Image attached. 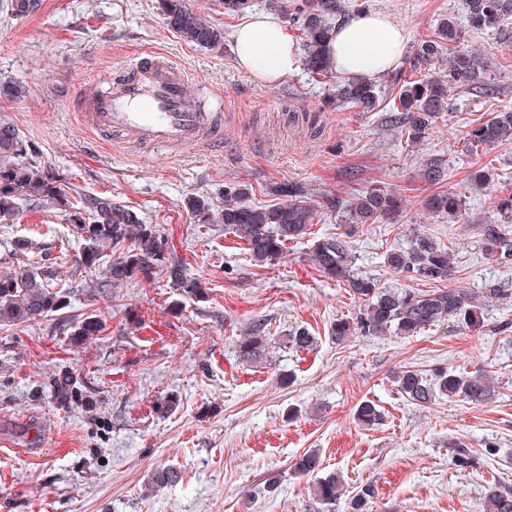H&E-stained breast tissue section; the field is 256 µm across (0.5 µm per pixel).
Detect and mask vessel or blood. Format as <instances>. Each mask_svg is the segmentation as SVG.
I'll list each match as a JSON object with an SVG mask.
<instances>
[{"instance_id":"vessel-or-blood-1","label":"vessel or blood","mask_w":512,"mask_h":512,"mask_svg":"<svg viewBox=\"0 0 512 512\" xmlns=\"http://www.w3.org/2000/svg\"><path fill=\"white\" fill-rule=\"evenodd\" d=\"M84 117L92 128L156 145H190L214 127L186 84L157 53H142L131 77L112 92L84 93Z\"/></svg>"}]
</instances>
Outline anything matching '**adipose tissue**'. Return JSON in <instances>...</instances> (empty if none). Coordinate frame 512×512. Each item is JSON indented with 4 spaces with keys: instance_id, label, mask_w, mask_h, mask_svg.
<instances>
[{
    "instance_id": "ef3b65f1",
    "label": "adipose tissue",
    "mask_w": 512,
    "mask_h": 512,
    "mask_svg": "<svg viewBox=\"0 0 512 512\" xmlns=\"http://www.w3.org/2000/svg\"><path fill=\"white\" fill-rule=\"evenodd\" d=\"M405 33L390 17L368 12L351 17L329 35L325 63L330 70L356 81L381 76L400 58ZM237 61L250 76L275 83L293 73L299 55L285 25L276 17L256 12L234 33Z\"/></svg>"
}]
</instances>
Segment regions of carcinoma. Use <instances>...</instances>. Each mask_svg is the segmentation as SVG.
Returning <instances> with one entry per match:
<instances>
[{
  "label": "carcinoma",
  "mask_w": 512,
  "mask_h": 512,
  "mask_svg": "<svg viewBox=\"0 0 512 512\" xmlns=\"http://www.w3.org/2000/svg\"><path fill=\"white\" fill-rule=\"evenodd\" d=\"M43 0H4L3 7L14 18L36 14ZM270 6L288 20L298 23L301 31L306 65L316 75L329 72L324 64V48L331 32L328 17L343 8L339 0H271ZM165 22L181 39L195 46L217 49L223 46L224 32L194 12L188 0H161ZM468 23L475 30L499 31L512 24V0H469ZM462 31L450 19L444 20L437 37L417 44L410 59V69L422 74L409 79L398 92L393 109L404 114V129L412 144H419L429 134L440 115L448 111L450 85L475 88L487 84L488 61L480 52L461 47ZM445 63L448 81L426 75V69ZM374 81L344 82L336 85V105L341 108L374 110L377 102ZM512 140V112L492 113L487 120L474 121L465 134L467 146L491 147ZM445 169L435 163L423 166L419 178L431 185L441 183ZM243 192H229L224 207L212 209L202 200L192 202V210L200 224H222L246 244L249 255L258 263L283 257L286 244L309 234L315 211L304 200H291L272 207L251 206L241 200ZM58 207L69 213L77 235L85 241L76 258V269L91 277L87 295L93 297L108 288H122L130 282H150L164 273L169 288L183 297L206 296L200 278L192 276L181 261L172 257L168 239L152 224H146L137 213L110 198L86 197L74 203L60 180L45 174L42 166L26 157V147L14 124L0 121V221L17 215L20 202ZM405 199L401 194L380 187H370L355 195L346 210L349 225L378 224L403 212ZM461 200L451 193L434 197L433 208L454 216L461 212ZM496 211L506 224L512 223V192L499 196ZM350 233H337L313 242L310 260L323 277L342 284L362 306L353 317H340L331 326L330 337L338 345L353 335L381 338L414 336L424 329L454 320L468 328L483 324V306L493 300H504L508 290L493 283L478 296L465 288H438L416 292L408 288L391 289L377 279L355 269ZM486 255L512 257V238L498 224H486L481 238ZM9 252L17 263L0 272V326L15 323L41 324L71 305V291L57 285L56 272L34 260L28 244L15 241ZM384 263L395 274H404L419 281L444 283L455 273L448 247L429 235L412 230L405 246L386 251ZM58 329L70 331L78 344L98 335L102 322L86 316L71 325L64 316ZM316 337L305 327L288 333L286 343L294 351L312 349ZM272 348L265 325L256 324L239 337L237 358L242 363H255L267 358ZM396 383L405 399L417 406L436 400V396L459 397L481 403L494 396L495 390L484 376L466 372L442 371L430 380L419 370L407 369L396 376ZM50 399L59 410L92 411L95 393L82 385L72 373L61 371L49 383ZM357 419L366 425L380 420V411L370 401L361 402ZM319 466L318 456L306 453L295 462L294 470L307 474ZM180 472L172 468L154 470L148 486L164 489L179 483ZM341 479L330 475L314 485L316 504L332 512L341 496ZM484 512H512V489L493 484L483 494Z\"/></svg>",
  "instance_id": "obj_1"
}]
</instances>
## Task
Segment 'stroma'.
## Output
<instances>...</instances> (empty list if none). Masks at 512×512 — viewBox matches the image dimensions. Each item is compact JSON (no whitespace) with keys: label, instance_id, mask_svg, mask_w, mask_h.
Masks as SVG:
<instances>
[{"label":"stroma","instance_id":"stroma-1","mask_svg":"<svg viewBox=\"0 0 512 512\" xmlns=\"http://www.w3.org/2000/svg\"><path fill=\"white\" fill-rule=\"evenodd\" d=\"M361 3L400 23L410 51L442 19L454 21L464 47L488 58L491 95L451 87L449 111L412 147L391 121L401 86L395 74L378 80L371 112L337 108L336 73L301 66L281 84H258L237 64L233 32L241 18L225 15L222 0H189L223 28L224 46L215 50L170 32L158 0H43L38 13L18 19L0 8V82L21 90L0 98V118L73 196L112 197L154 225L207 288L204 298L181 297L159 275L92 302L75 268L83 242L66 212L23 203L13 222L0 224V271L13 262L8 242L29 241L72 289L69 315L104 323L78 346L57 332L53 317L0 326V512H317L313 486L332 473L345 483L335 512H349L350 496L364 486L374 491L367 512H483L488 485L512 487V302L485 307L475 331L448 322L339 346L331 325L360 303L309 258L313 239L336 232L355 194L380 186L409 203L397 223L353 231L356 269L388 288L426 291L425 282L384 264L386 249L406 245L417 228L452 249V287L512 289V259L487 256L480 245L483 225L500 221L496 195L471 183L481 170L512 187V141L478 151L463 142L473 121L512 110V34L469 27L466 0H344L349 16ZM147 49L223 113V139L153 148L87 126L85 89L109 91ZM432 158L447 171L437 188L418 177ZM282 183L297 187L316 216L309 236L270 263H256L223 225L197 223L191 211L195 199L223 206L229 187L244 189L248 204H279ZM438 190L461 199L459 215L427 208ZM130 313L139 325L127 321ZM258 322L276 349L256 364L239 363L235 343ZM298 327L316 337L313 350L283 348ZM63 368L94 389L96 411L68 413L33 399ZM407 369L484 373L495 396L481 404L443 396L419 407L394 382ZM169 395L178 407L157 412ZM366 400L381 412L377 424L355 417ZM456 441L468 445L473 465L454 464ZM489 444L495 455H487ZM309 451L318 468L294 473ZM164 467L180 471L181 481L149 491L150 473Z\"/></svg>","mask_w":512,"mask_h":512}]
</instances>
